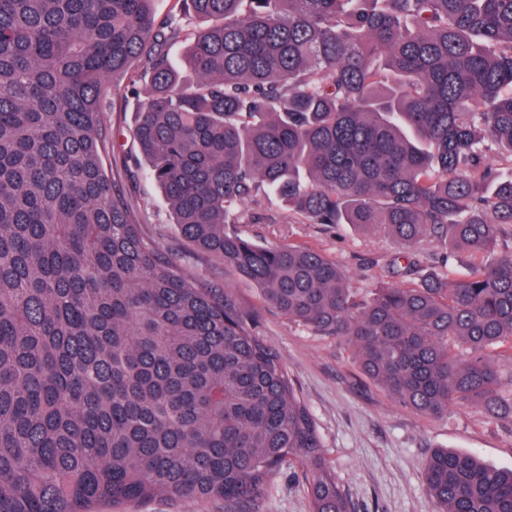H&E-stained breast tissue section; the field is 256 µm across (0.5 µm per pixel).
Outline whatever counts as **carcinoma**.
<instances>
[{"label":"carcinoma","mask_w":512,"mask_h":512,"mask_svg":"<svg viewBox=\"0 0 512 512\" xmlns=\"http://www.w3.org/2000/svg\"><path fill=\"white\" fill-rule=\"evenodd\" d=\"M182 2L191 81L155 0H0V512H262L295 466L311 512H354L258 312L146 232L126 161L107 171L119 86L194 250L400 405L512 424V164L490 163L512 159V0ZM271 192L396 239L393 283L361 296L315 249L243 238ZM424 474L435 512H512V469L439 449ZM202 26L195 19L184 18L181 21V30L179 34V38L175 40L169 49V57L172 63L179 68L184 67V58H183V50L184 46L190 42L195 36L197 30ZM128 512H224L220 506L211 503L195 502L189 505H182L172 508L161 501L134 504L126 507Z\"/></svg>","instance_id":"carcinoma-1"}]
</instances>
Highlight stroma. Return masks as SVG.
<instances>
[{
	"label": "stroma",
	"mask_w": 512,
	"mask_h": 512,
	"mask_svg": "<svg viewBox=\"0 0 512 512\" xmlns=\"http://www.w3.org/2000/svg\"><path fill=\"white\" fill-rule=\"evenodd\" d=\"M157 19H180L181 30L169 49L176 67L200 24L184 17L181 0H156ZM138 102L125 89L115 90L101 109V123L119 129V142L131 147ZM145 222L160 246L201 279L218 278L244 302L259 305L255 287L224 269L213 258L188 248L173 224L171 208L158 184L141 175L134 184ZM264 221L241 224L244 237L272 244H302L335 261L351 287H375L381 266L397 249L388 236L347 224H308L289 215L274 196L265 200ZM263 339L281 356L313 413L326 454L355 512H433L423 478L425 461L437 448L477 455L487 465L512 468V425L484 415L479 407L449 408L432 418L395 402L359 369L343 345L264 310ZM301 472H282L264 499L262 512H310L301 489Z\"/></svg>",
	"instance_id": "obj_1"
}]
</instances>
